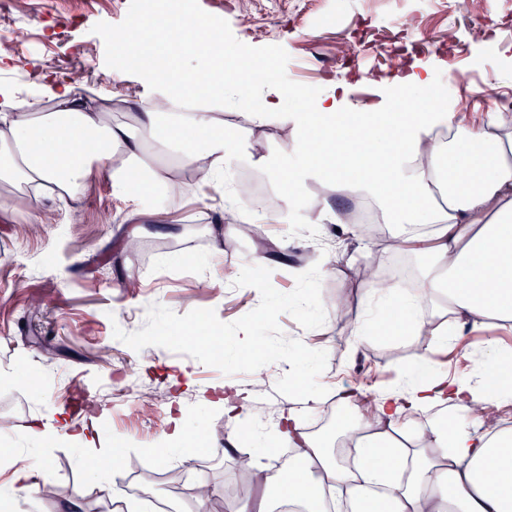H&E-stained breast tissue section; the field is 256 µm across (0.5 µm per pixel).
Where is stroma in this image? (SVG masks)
<instances>
[{
    "mask_svg": "<svg viewBox=\"0 0 512 512\" xmlns=\"http://www.w3.org/2000/svg\"><path fill=\"white\" fill-rule=\"evenodd\" d=\"M150 5L151 0H96L91 8L67 10L60 0H20L0 19V31L16 37L0 45V83L32 93L33 64L47 59L67 67L75 86L148 96L137 73L113 72V51L103 33L129 27ZM190 9L215 19L228 47L244 49L259 64L272 61L288 86L313 94L332 82L342 85L352 108H383L395 74L389 65L394 52L416 70L435 72L449 98L467 100L471 111H486L491 93L512 105V0H492L487 11L465 7L464 0H191ZM235 99L234 90H225L223 118L240 128L241 160L284 199L285 209L294 212L291 221L259 225L254 238L244 239L223 221L224 197L214 187L162 188L153 201L174 235L149 228L132 239L108 182L101 180L87 184L76 204L48 197L36 215L0 222V449L44 462L35 488L21 492L8 512H55L70 500L116 512L130 501L145 503L148 512H203L205 504L193 490L204 482L212 483L216 504L234 512L246 484L234 469L236 459L273 439L282 411L292 403L275 390L288 363L228 376L161 346L133 350L114 331L143 328L153 303L180 315L212 309L226 323L241 318L258 305L253 289L235 286L232 279L247 263L270 268L273 287L288 293L297 274L330 253L343 254L341 269L322 276L324 325L307 330L290 315L279 318L287 337L326 351L327 367L318 381L331 391L359 385L371 398L427 359L440 362L450 377H469L488 337L512 349V333L491 324L466 331L447 349L426 332L404 342L386 335L358 339L354 327L366 317L363 265L379 261L393 279L410 266L416 284L426 258L387 255L381 240L367 254L333 232L316 246L294 206L297 199L321 195L322 185L286 188L289 163L281 157L278 126L245 123ZM282 243L288 246L284 262ZM131 384L146 393L140 403L121 394ZM231 387L249 396L260 424L226 425L215 402ZM63 408L79 426L93 415L99 449L119 453L118 469H105L92 481L80 465L82 449L71 439L59 435L39 447L22 440L32 418L52 425ZM179 415L188 429L203 430L213 447L197 441L164 444L170 418ZM103 484L117 491L118 500L101 497Z\"/></svg>",
    "mask_w": 512,
    "mask_h": 512,
    "instance_id": "obj_1",
    "label": "stroma"
}]
</instances>
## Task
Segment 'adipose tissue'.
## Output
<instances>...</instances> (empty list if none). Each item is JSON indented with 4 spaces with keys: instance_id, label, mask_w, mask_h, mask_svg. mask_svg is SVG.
<instances>
[{
    "instance_id": "adipose-tissue-1",
    "label": "adipose tissue",
    "mask_w": 512,
    "mask_h": 512,
    "mask_svg": "<svg viewBox=\"0 0 512 512\" xmlns=\"http://www.w3.org/2000/svg\"><path fill=\"white\" fill-rule=\"evenodd\" d=\"M142 26L161 41L183 32L179 50L146 54L132 50L130 33H110L117 69L141 72L169 102L175 99L172 72L189 73L214 87L215 111L165 118L128 98L89 95L40 60L38 98L20 99L14 88L0 85V215L36 212L47 195L74 198L103 177L113 197L126 203L125 221L135 235L158 221L157 208L147 201L151 191L180 169L195 168L198 182L223 189L241 149L237 129L219 113L231 86L247 108L245 121L275 123L288 132L285 152L303 160L289 171L290 185L322 180L324 197L307 204L316 231L336 223L359 238L358 225L340 224L328 197L360 193L373 198L383 222L392 225L389 247L428 258L420 287L379 290L364 281L370 319L357 336L416 335L423 303L436 297L447 299L453 321L452 328L435 329L439 345L454 343L459 322L479 329L492 321L512 332V120L504 113L481 112L470 124L450 109L414 110L415 100L433 94L431 73L414 70L395 77L386 111L364 105L348 122L338 119V94L288 112V92L279 86L253 112L248 91L271 84V67L239 65L216 28L195 17L159 14ZM119 109L131 122L113 123ZM152 140L175 145L173 162L154 158ZM475 367L478 380L452 379L422 361L420 374L405 372L379 389L367 408L360 387L337 388L336 403L353 414L348 428L358 434L353 467L323 438L298 427L296 409L288 408L282 415L287 427L277 438L292 448L293 459L288 468L272 470L250 456L247 466L260 493L238 512H280L286 505L322 512L324 493L351 503L353 512H512V427L482 433L468 424L476 407L512 403V360L491 337ZM437 406L448 408L447 421L427 420Z\"/></svg>"
}]
</instances>
